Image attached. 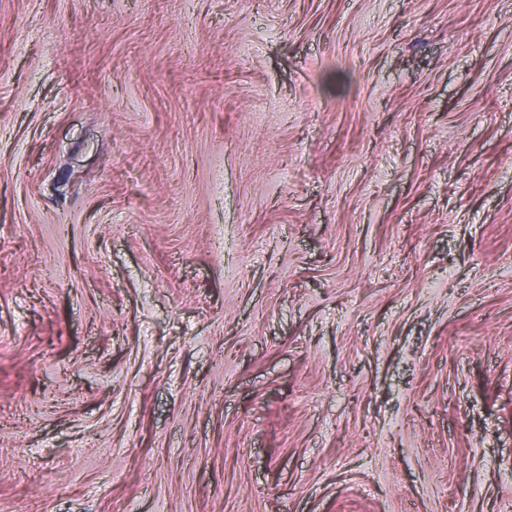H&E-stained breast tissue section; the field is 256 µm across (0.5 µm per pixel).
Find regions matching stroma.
I'll return each instance as SVG.
<instances>
[{"mask_svg":"<svg viewBox=\"0 0 512 512\" xmlns=\"http://www.w3.org/2000/svg\"><path fill=\"white\" fill-rule=\"evenodd\" d=\"M0 512H512V0H0Z\"/></svg>","mask_w":512,"mask_h":512,"instance_id":"35a3bbf8","label":"stroma"}]
</instances>
